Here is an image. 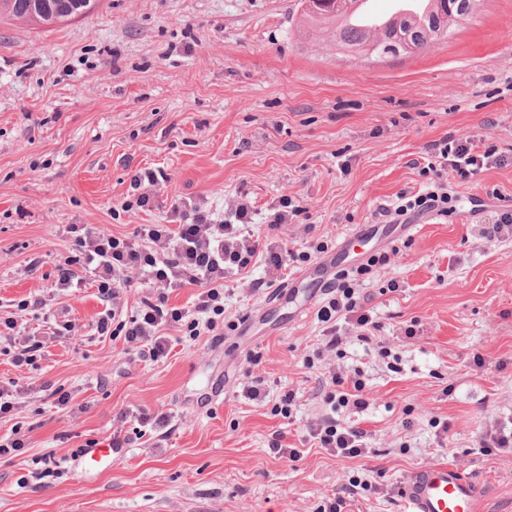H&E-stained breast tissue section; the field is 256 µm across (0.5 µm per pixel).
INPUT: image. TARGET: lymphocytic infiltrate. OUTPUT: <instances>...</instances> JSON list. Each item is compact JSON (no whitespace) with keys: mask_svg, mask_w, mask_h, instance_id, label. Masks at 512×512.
<instances>
[{"mask_svg":"<svg viewBox=\"0 0 512 512\" xmlns=\"http://www.w3.org/2000/svg\"><path fill=\"white\" fill-rule=\"evenodd\" d=\"M426 154L427 163L421 173L429 177L431 187L415 195L400 193L393 208L395 217L453 213L456 198L450 178L466 181L483 168L504 160L497 148L477 151L467 137L432 142ZM170 211L173 223L144 224L130 236L108 234L93 224L67 225L73 254L56 268L57 288L67 290L88 281L95 283L99 299L106 304L96 322L97 332L123 339L146 362L167 357V328H181L193 339L223 335L224 282L232 276L247 277L258 254H265L267 264L284 274L290 262L305 263L329 249L327 242L320 241L299 253L274 247L260 252L262 233L253 228L255 210L243 197L231 205L226 219L186 200L171 204ZM388 260L387 253L379 252L365 263L337 271L336 283L329 288L316 313L326 329L324 343L315 350V357L335 351L342 343L343 338L336 331L337 319L353 322L361 338L371 336L376 325L364 307L360 287ZM134 271L148 284L151 298L144 302L136 317L125 322L119 318L118 307L132 283L130 274ZM187 287L196 291L191 305L170 304L173 289ZM16 309V315L0 319V338L8 342L11 360L18 367L36 365L48 344L72 335L76 328L66 307L48 309L42 297L19 301ZM37 310L43 313L42 328L33 332L25 314ZM364 388L362 372L350 376L331 373L324 384V401L331 412L306 427L316 447L345 458L367 452V430L346 419L347 414L367 409Z\"/></svg>","mask_w":512,"mask_h":512,"instance_id":"obj_1","label":"lymphocytic infiltrate"}]
</instances>
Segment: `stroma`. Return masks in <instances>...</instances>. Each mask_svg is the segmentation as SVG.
<instances>
[{
  "label": "stroma",
  "instance_id": "stroma-1",
  "mask_svg": "<svg viewBox=\"0 0 512 512\" xmlns=\"http://www.w3.org/2000/svg\"><path fill=\"white\" fill-rule=\"evenodd\" d=\"M299 17L297 0H99L51 26L0 17V304L54 293L76 324L39 368L0 356V381L32 389L0 419V436L17 429L28 441L0 458V512H320L350 476L372 470L375 488L350 512H401L406 474L433 463L480 482L491 512H512V451L480 446L512 417V235L482 236L497 197L512 200L510 162L453 181V214L372 241L394 248L363 290L375 340L347 337L333 362L366 383L358 419L370 448L360 457L305 441L306 424L327 412L328 364L305 362L323 326L315 313L267 307L284 282L263 265L256 293L227 281L231 329L194 341L168 329L171 351L151 365L94 335V287L54 290L69 224L128 236L167 223L180 199L221 213L241 195L259 210L287 195L308 216L279 240L302 250L380 223L400 192H424L413 161L435 140L512 151V0H482L447 39L397 58L337 53L326 34L296 33ZM145 170L158 177V207L120 209ZM391 279L398 291L386 290ZM251 376L265 380V400L244 397ZM45 383L72 392L83 412L53 407ZM289 390L298 406L287 420L272 407ZM138 408L171 414L167 438L141 432L127 416ZM434 418L449 422L446 438ZM116 428L130 444L82 473V450ZM277 430L298 458L271 453Z\"/></svg>",
  "mask_w": 512,
  "mask_h": 512
}]
</instances>
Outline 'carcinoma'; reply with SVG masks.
Listing matches in <instances>:
<instances>
[{"instance_id":"1","label":"carcinoma","mask_w":512,"mask_h":512,"mask_svg":"<svg viewBox=\"0 0 512 512\" xmlns=\"http://www.w3.org/2000/svg\"><path fill=\"white\" fill-rule=\"evenodd\" d=\"M31 0H0V16L6 15L37 25H52L59 21L84 15L95 7L94 0H42L37 10H30ZM313 0H299L301 22L321 32L330 33L332 41L354 54H373L396 57L403 53L401 37L407 35L419 48H424L448 37L457 19L468 17L477 10L481 0H424L429 8L416 13H396L386 20L380 30L356 27L353 6L360 0H347V5L336 9V0L320 10L310 8Z\"/></svg>"}]
</instances>
